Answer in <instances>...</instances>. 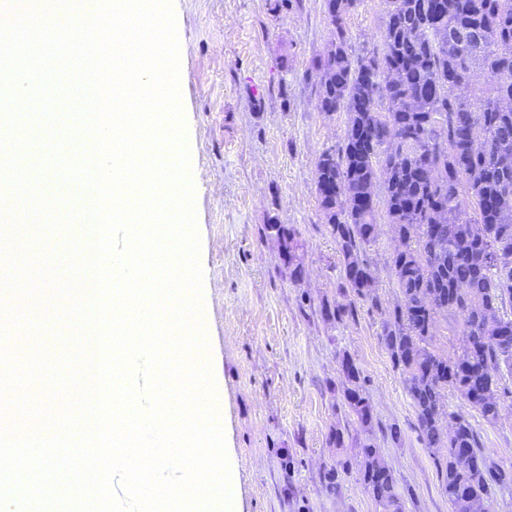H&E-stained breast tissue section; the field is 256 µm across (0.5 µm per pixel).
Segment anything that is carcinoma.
I'll list each match as a JSON object with an SVG mask.
<instances>
[{"label":"carcinoma","instance_id":"obj_1","mask_svg":"<svg viewBox=\"0 0 512 512\" xmlns=\"http://www.w3.org/2000/svg\"><path fill=\"white\" fill-rule=\"evenodd\" d=\"M361 0H325L332 40L313 61L320 109L345 113L343 145L315 161L317 203L336 242L342 287L380 308L364 257L378 209L400 241L390 269L399 299L381 340L405 376L417 428L440 464L451 512L489 499L501 474L469 419L442 425L448 389L488 423L512 375V0H384L381 49L353 56L348 19ZM290 275L301 272L294 229L263 228ZM461 319L448 358L429 349L435 317ZM344 405L360 425L374 406L355 360L339 355ZM358 480L382 512H403L393 470L361 445Z\"/></svg>","mask_w":512,"mask_h":512}]
</instances>
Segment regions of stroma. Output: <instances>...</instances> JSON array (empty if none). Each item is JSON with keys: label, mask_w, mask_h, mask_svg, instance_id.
I'll list each match as a JSON object with an SVG mask.
<instances>
[{"label": "stroma", "mask_w": 512, "mask_h": 512, "mask_svg": "<svg viewBox=\"0 0 512 512\" xmlns=\"http://www.w3.org/2000/svg\"><path fill=\"white\" fill-rule=\"evenodd\" d=\"M180 47V98L190 155L202 317L216 408L237 475L234 512H381L357 479L363 442H374L403 493L404 512H450L441 473L419 436L404 377L380 340L399 297L394 242L382 229L366 258L381 307L342 287L336 243L318 210L314 165L341 146L344 115L321 112L314 59L328 46L324 0L273 12L274 0H171ZM386 6L361 0L349 50L381 46ZM293 226L302 274L286 273L269 220ZM355 304L325 317L324 303ZM350 354L375 407L370 427L349 415L339 354ZM445 411L476 427L504 475L488 512H512V394L486 422L457 390ZM399 439L390 436L391 427ZM344 433L335 445V430ZM348 472L331 478L337 463Z\"/></svg>", "instance_id": "stroma-1"}]
</instances>
